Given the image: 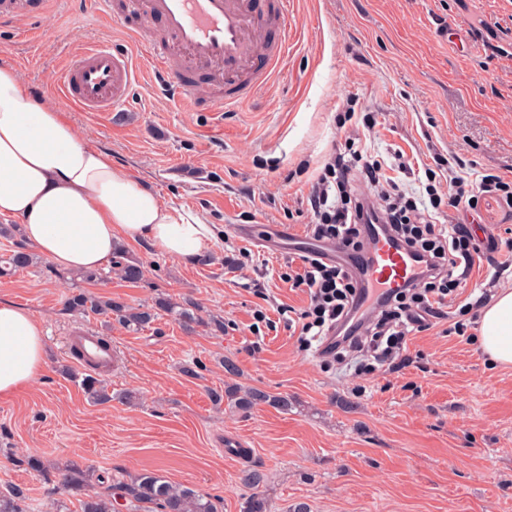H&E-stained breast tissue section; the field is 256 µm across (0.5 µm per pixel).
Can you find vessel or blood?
<instances>
[{
  "label": "vessel or blood",
  "instance_id": "1",
  "mask_svg": "<svg viewBox=\"0 0 512 512\" xmlns=\"http://www.w3.org/2000/svg\"><path fill=\"white\" fill-rule=\"evenodd\" d=\"M49 0H0V25L21 16L45 13ZM151 31L126 27L127 38L84 48L60 73L61 94L87 112H112L128 103L140 82L129 42L147 44L152 90L178 101L184 109L230 112L245 106L278 71L288 53L289 0H131ZM217 79L224 92L200 101L195 90L204 79ZM266 241L290 246L297 255L320 250L326 259L341 255L335 242L315 245L290 236L287 227L267 234ZM365 286L356 304L367 311L377 290L403 286L422 264L395 242L384 225L366 232V248L357 259Z\"/></svg>",
  "mask_w": 512,
  "mask_h": 512
}]
</instances>
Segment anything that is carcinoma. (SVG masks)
<instances>
[{
    "label": "carcinoma",
    "mask_w": 512,
    "mask_h": 512,
    "mask_svg": "<svg viewBox=\"0 0 512 512\" xmlns=\"http://www.w3.org/2000/svg\"><path fill=\"white\" fill-rule=\"evenodd\" d=\"M36 257L23 247H19L0 260V277L10 276L19 269H26L35 264ZM117 275L124 281L136 283L144 276L143 266L134 260L119 261L115 264ZM175 305L166 298H158L147 309L131 308L106 296H95L85 292L72 294L66 301V310L81 314L92 313L108 319L114 317L127 329L135 331L150 326L161 312H172ZM63 374L79 382L85 395L91 402L102 404L112 401V393L99 378L92 373L78 372L74 368ZM234 400L241 409H252L260 404L288 409V397L272 396L262 390L251 388L241 391L229 385L225 393H212L216 402L224 397ZM50 482L54 491L74 497L79 502V512H115L119 503L126 512H218L212 499L197 493L194 489L174 485L164 477L153 473H142L130 480L104 477L95 470L76 460L71 461L53 474ZM94 484L104 486L102 492H92ZM27 499L26 490L11 485L0 491V512H23L22 503Z\"/></svg>",
    "instance_id": "obj_1"
}]
</instances>
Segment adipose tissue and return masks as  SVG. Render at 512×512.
I'll use <instances>...</instances> for the list:
<instances>
[{"label":"adipose tissue","mask_w":512,"mask_h":512,"mask_svg":"<svg viewBox=\"0 0 512 512\" xmlns=\"http://www.w3.org/2000/svg\"><path fill=\"white\" fill-rule=\"evenodd\" d=\"M22 75L0 62V218L20 224L26 242L56 267L95 269L120 241H146L159 255L190 263L208 253L213 225L164 205L111 153L89 145L66 112L29 97ZM480 344L512 365V289L481 313ZM44 366L41 321L0 301V397L33 385Z\"/></svg>","instance_id":"1"}]
</instances>
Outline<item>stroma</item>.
<instances>
[{
	"label": "stroma",
	"mask_w": 512,
	"mask_h": 512,
	"mask_svg": "<svg viewBox=\"0 0 512 512\" xmlns=\"http://www.w3.org/2000/svg\"><path fill=\"white\" fill-rule=\"evenodd\" d=\"M446 21L475 31L483 52L437 37ZM288 29L277 76L237 111L188 112L143 88L120 111L85 112L63 103L59 71L72 52L124 38L123 27L81 21L69 0L0 26V59L20 69L27 94L62 103L91 146L217 231L191 264L125 245L144 266L135 284L113 274L88 283L46 259L0 278V300L45 330L38 383L0 399V490L26 487L27 512H77L43 478L69 460L111 477L156 472L217 498L221 512H243L255 491L241 480L248 467L264 473L257 491L272 512L299 502L310 512H512V367L484 355L478 327L461 336L441 323L410 336V366L354 376L333 356L300 350L308 300L282 278L292 254L231 230L284 224L308 237L305 198L346 146L338 115L350 100L357 149L409 160L414 176L392 174L399 186L425 185L440 153L459 156L465 178L512 179V0H291ZM364 109L375 127L362 126ZM79 290L135 308L163 296L200 322L189 331L164 313L139 332L108 330L101 317L65 310ZM213 315L223 333L204 326ZM86 331L112 343V366L99 375L108 403H91L60 373L73 363L72 336ZM224 357L237 376H225ZM193 363L197 375L184 374ZM229 382L290 405L246 412L215 402ZM228 436L248 448L246 461L226 458ZM28 456L44 472L20 466Z\"/></svg>",
	"instance_id": "1"
}]
</instances>
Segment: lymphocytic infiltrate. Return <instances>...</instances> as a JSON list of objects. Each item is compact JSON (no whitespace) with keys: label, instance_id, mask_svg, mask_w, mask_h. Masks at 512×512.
<instances>
[{"label":"lymphocytic infiltrate","instance_id":"1","mask_svg":"<svg viewBox=\"0 0 512 512\" xmlns=\"http://www.w3.org/2000/svg\"><path fill=\"white\" fill-rule=\"evenodd\" d=\"M455 158L436 157L426 169L424 194L400 189L389 174L387 161L361 152L338 153L325 165L306 196L314 217L309 232L316 240H333L358 254L364 249V230L387 225L395 241L413 250L424 264L414 281L389 290L360 322L357 336L337 342L335 355L356 353L355 370L371 374L383 367L400 368L408 361L410 336L447 320L448 300L464 288L476 264L492 275L480 295L462 305L454 328L466 332L462 318L480 310L512 263L500 261L496 242L479 248L464 218L478 210L482 195L498 196L512 208V180L486 173L468 181L455 171ZM292 288L306 293L309 304L300 314L302 347L312 338L343 328L355 314V277L342 265L318 255L303 256L284 275Z\"/></svg>","mask_w":512,"mask_h":512}]
</instances>
